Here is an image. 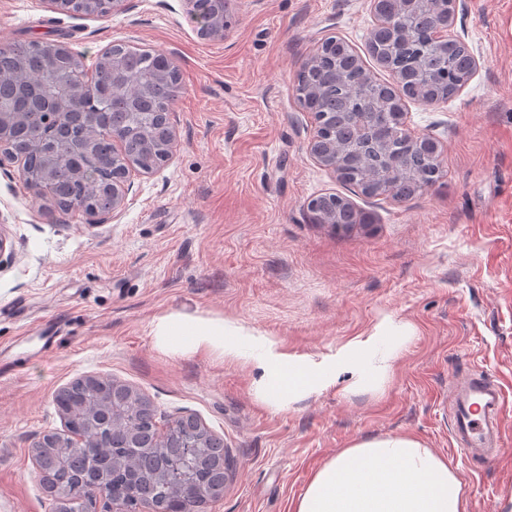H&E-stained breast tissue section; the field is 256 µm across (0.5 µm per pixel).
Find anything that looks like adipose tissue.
Segmentation results:
<instances>
[{
	"mask_svg": "<svg viewBox=\"0 0 512 512\" xmlns=\"http://www.w3.org/2000/svg\"><path fill=\"white\" fill-rule=\"evenodd\" d=\"M161 338L172 336L194 348H223L226 357L244 353L229 343L230 328L219 318H161ZM398 350L395 337L376 331L337 354L334 369L367 378L364 354L389 365ZM464 486L447 461L408 435L363 439L322 465L297 498L293 512H466Z\"/></svg>",
	"mask_w": 512,
	"mask_h": 512,
	"instance_id": "obj_1",
	"label": "adipose tissue"
}]
</instances>
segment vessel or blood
Masks as SVG:
<instances>
[{
    "label": "vessel or blood",
    "mask_w": 512,
    "mask_h": 512,
    "mask_svg": "<svg viewBox=\"0 0 512 512\" xmlns=\"http://www.w3.org/2000/svg\"><path fill=\"white\" fill-rule=\"evenodd\" d=\"M453 437L465 455L478 456L487 466L502 458V414L505 395L488 375L476 372L453 383L450 396Z\"/></svg>",
    "instance_id": "obj_1"
}]
</instances>
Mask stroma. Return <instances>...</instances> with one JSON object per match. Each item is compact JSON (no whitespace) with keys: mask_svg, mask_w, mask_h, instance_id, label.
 <instances>
[{"mask_svg":"<svg viewBox=\"0 0 512 512\" xmlns=\"http://www.w3.org/2000/svg\"><path fill=\"white\" fill-rule=\"evenodd\" d=\"M373 0H232L231 27L205 39L180 0H135L112 16L44 0H0V44L65 45L93 66L113 41L178 68L173 154L132 175L107 224L61 210L0 166V230L17 258L0 270V512H55L33 444L65 433L54 395L93 376L157 410V432L194 416L224 441L223 494L199 512H292L316 470L361 439L410 435L446 459L468 512H512V0H456L453 35L480 67L454 98L406 103V128L440 145L443 175L404 201L368 197L309 153L298 103L303 62L326 38L368 57ZM338 193L367 224L313 222ZM221 318L252 353L326 368L381 325L404 332L388 372H345L272 397L262 368L161 342L159 318ZM481 370L503 388L493 467L462 455L448 379Z\"/></svg>","mask_w":512,"mask_h":512,"instance_id":"1","label":"stroma"}]
</instances>
